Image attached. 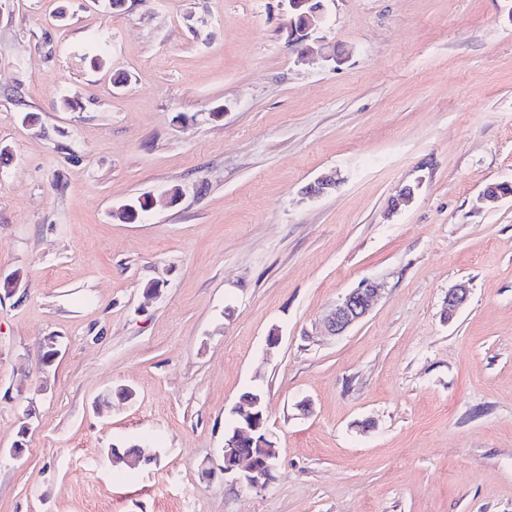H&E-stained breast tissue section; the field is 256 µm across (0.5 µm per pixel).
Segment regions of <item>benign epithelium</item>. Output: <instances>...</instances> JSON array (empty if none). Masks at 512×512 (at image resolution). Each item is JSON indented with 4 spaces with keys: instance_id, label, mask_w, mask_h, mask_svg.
<instances>
[{
    "instance_id": "7a95c632",
    "label": "benign epithelium",
    "mask_w": 512,
    "mask_h": 512,
    "mask_svg": "<svg viewBox=\"0 0 512 512\" xmlns=\"http://www.w3.org/2000/svg\"><path fill=\"white\" fill-rule=\"evenodd\" d=\"M306 5L308 12L305 14V26L289 35V41L295 45L306 41L308 31L323 19L322 6L313 4L311 0ZM378 293L377 286L366 283L345 294L325 318L328 332L333 336H341L364 320L372 312ZM469 293V288L464 284L448 291L445 312L447 319H452L467 303ZM237 414L239 420L234 437L224 443V474H232L236 480L261 489L265 487L262 483L265 473L274 469L278 458V452L274 450L276 444L272 441V434L264 420V404L259 399L243 397L240 399ZM242 445L269 448L271 452L259 458L243 456L236 461L232 460L233 452L240 451Z\"/></svg>"
}]
</instances>
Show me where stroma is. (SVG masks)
Wrapping results in <instances>:
<instances>
[{"instance_id":"stroma-1","label":"stroma","mask_w":512,"mask_h":512,"mask_svg":"<svg viewBox=\"0 0 512 512\" xmlns=\"http://www.w3.org/2000/svg\"><path fill=\"white\" fill-rule=\"evenodd\" d=\"M324 4L338 65L287 0H0V512H512V0ZM256 386L272 480L205 476ZM151 201L152 198L148 196H139L136 199H132L117 206L112 211V217L123 223H133L139 218V216H135L134 211H131V207L134 206L139 212H145ZM380 289L366 283L345 294L325 318L328 332L340 336L364 320L372 312Z\"/></svg>"}]
</instances>
